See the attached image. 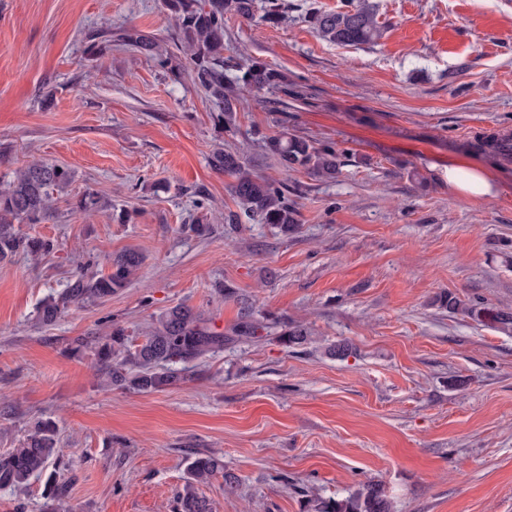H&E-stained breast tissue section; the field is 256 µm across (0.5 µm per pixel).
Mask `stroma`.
<instances>
[{"label": "stroma", "mask_w": 512, "mask_h": 512, "mask_svg": "<svg viewBox=\"0 0 512 512\" xmlns=\"http://www.w3.org/2000/svg\"><path fill=\"white\" fill-rule=\"evenodd\" d=\"M341 0H287L276 24L224 21V53L280 85L242 91L226 133L177 51L161 0H0V181L37 160L75 178L41 224L34 260L0 261V451L38 419L68 454L64 512H176L186 460L215 455L238 482L199 485L213 512H312L380 484L391 512H512V330L439 307L441 294L512 309V164L475 146L512 129V0H370L384 33L345 47L310 17ZM157 37L171 63L117 46ZM336 145V179L288 177L290 235L242 221L214 152L279 177L264 141L281 129ZM482 167L469 198L448 165ZM96 193L93 215L73 201ZM143 262L106 302L43 325L41 304L80 264ZM185 304L230 332L242 305L300 322L312 340H238L151 393L103 383L74 341L144 336ZM345 342V358L326 355ZM448 184L470 198H481L496 194V187L489 176L479 167L465 161L449 163Z\"/></svg>", "instance_id": "stroma-1"}]
</instances>
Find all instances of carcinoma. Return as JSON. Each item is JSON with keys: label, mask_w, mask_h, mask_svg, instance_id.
Listing matches in <instances>:
<instances>
[{"label": "carcinoma", "mask_w": 512, "mask_h": 512, "mask_svg": "<svg viewBox=\"0 0 512 512\" xmlns=\"http://www.w3.org/2000/svg\"><path fill=\"white\" fill-rule=\"evenodd\" d=\"M177 22V48L187 57L193 82L206 92L214 109L224 117L225 131L235 133V112L241 91L260 92L280 82L279 75L264 63L254 60L242 68L224 57V15L230 13L245 20L255 19L253 0H163ZM311 22L329 41L343 46H359L382 36V26L372 9L361 0H341L334 10H318ZM118 40L142 54L155 57L166 66L169 58L159 53L154 37L127 31ZM477 148L505 163H512V132L504 131L477 137ZM266 150L282 174L279 180L254 174L233 151H218L212 164L232 178L231 194L240 211L225 216L230 230L239 229L241 216L260 224H272L288 234L300 224L295 203L288 200V174L305 170L334 179L341 173L342 152L332 143H316L288 133L287 130L266 139ZM74 170L66 165L32 162L0 184V260L24 252L41 256L54 249L50 240L30 237L20 224H40L49 217L54 195L67 191ZM142 263L134 250L112 259L110 272L72 276L68 288L57 298L47 300L39 310L40 322L49 325L72 304L104 302L126 287ZM441 307L487 320L502 329H512V311L469 304L449 292L439 297ZM267 326L254 317L250 308L242 312L233 333L237 338L257 341ZM226 336L205 324L201 313L184 304L169 308L139 344H133L121 327L94 344L100 375L104 382L120 389L139 392L162 391L181 382L183 371L171 368L189 363L224 347ZM279 341L290 347L307 344L308 332L300 324L287 323ZM65 448L51 420H38L26 439L16 448L0 452V489H22L33 477L48 474L42 512H59L67 497V484L56 480L48 468L61 461ZM183 492L177 496L178 512H212L210 501L197 492L196 485L219 475L233 485L238 477L224 471V463L207 454L196 455L186 467ZM314 512H391L384 490L368 483L341 500H314Z\"/></svg>", "instance_id": "1"}]
</instances>
